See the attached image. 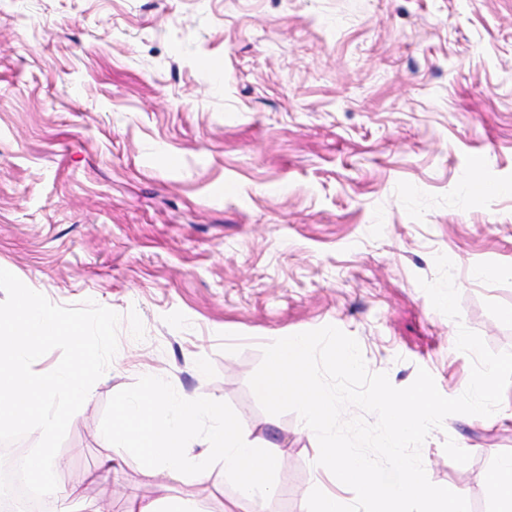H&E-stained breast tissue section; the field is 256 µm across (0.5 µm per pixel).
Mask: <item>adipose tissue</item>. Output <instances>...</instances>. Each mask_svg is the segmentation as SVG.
<instances>
[{"label":"adipose tissue","mask_w":512,"mask_h":512,"mask_svg":"<svg viewBox=\"0 0 512 512\" xmlns=\"http://www.w3.org/2000/svg\"><path fill=\"white\" fill-rule=\"evenodd\" d=\"M205 432V446L194 450L193 439ZM113 456L135 452L141 474L154 480L181 482L186 474L202 481L212 462H220L235 484V495L224 512H265L267 501L278 495L271 480L279 453L260 446L224 416L220 403L206 397L186 398L168 392L153 377H146L138 392L116 402L112 434ZM124 512H202L195 492L182 488L165 501L131 499Z\"/></svg>","instance_id":"ef3b65f1"}]
</instances>
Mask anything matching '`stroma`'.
Instances as JSON below:
<instances>
[{
	"instance_id": "stroma-1",
	"label": "stroma",
	"mask_w": 512,
	"mask_h": 512,
	"mask_svg": "<svg viewBox=\"0 0 512 512\" xmlns=\"http://www.w3.org/2000/svg\"><path fill=\"white\" fill-rule=\"evenodd\" d=\"M498 186L495 194L480 192ZM454 263L460 321L418 278ZM0 268L122 317L56 454L122 512L116 401L145 376L277 446L268 512H307L312 444L249 386L273 337L333 325L370 371L466 389L458 326L512 351V0H0ZM512 417L446 418L432 483L495 512Z\"/></svg>"
}]
</instances>
